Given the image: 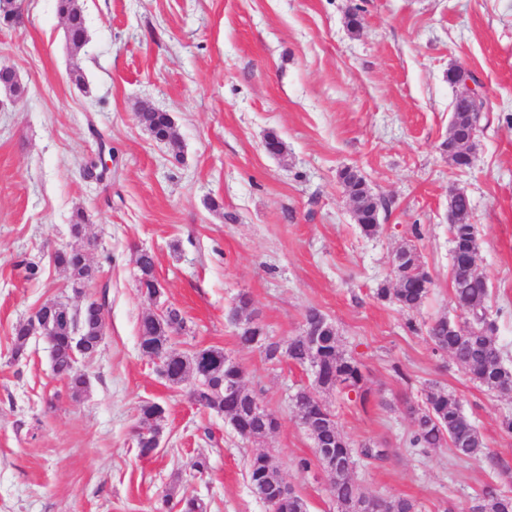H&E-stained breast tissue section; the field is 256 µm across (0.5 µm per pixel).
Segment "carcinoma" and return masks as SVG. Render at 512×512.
<instances>
[{
	"label": "carcinoma",
	"mask_w": 512,
	"mask_h": 512,
	"mask_svg": "<svg viewBox=\"0 0 512 512\" xmlns=\"http://www.w3.org/2000/svg\"><path fill=\"white\" fill-rule=\"evenodd\" d=\"M56 9L58 15L66 19L69 43L76 50L82 48L87 41V30L80 0H56ZM0 17L7 23H21L18 0H0ZM137 118L155 140L171 142L177 138L174 122L168 113L148 108L137 113ZM339 178L354 204L361 233L367 237L376 235L380 229L381 203L365 176L359 170L347 167L340 172ZM448 211L454 216L449 221L453 245L451 300L462 310V316L459 319L442 316L434 320L428 327V337L433 349L447 353L471 381L502 395L506 390L512 391V365L505 362L496 336L489 283L478 272L480 241L476 225L470 222L469 196L463 191L453 194L448 201ZM396 257L399 262L392 269L395 287L382 286L377 289L376 296L405 310H416L426 298L432 278L423 270L413 246H401ZM53 261L69 273L73 285L84 286L93 278L87 252L81 246L56 251ZM136 263L140 292L147 299L153 293L155 254L141 249ZM251 306L250 295L240 293L229 311V321L235 325L238 344L243 348L253 347L257 332L264 328L258 316L250 311ZM39 314L54 326V371L67 381L72 395L78 397L85 392L86 381L85 374L76 365L67 306L61 302L44 304ZM102 323L101 303L91 304L81 316L84 355L87 357L98 348ZM28 325L29 320L26 319L14 328L13 356L16 359L27 349L31 337ZM183 327L184 318L177 308L170 307L159 315H146L139 325L140 349L144 352L164 350L166 357L161 363L162 375L176 384L191 378L202 409L217 413L225 410L236 412L241 418L238 434L242 438L260 440L266 437L268 429L265 424L249 414V404L259 398V394L246 385L237 393L224 392L225 380L239 374L246 375L245 368L230 366L224 349L218 347L199 350L190 357L177 353L172 348V341ZM286 346L288 362L299 366L313 363L318 368V375L311 385L300 387L293 398L296 417H312L307 434L313 441L317 461H322L324 454L331 453L336 456V461L352 464V467L338 469L331 475L328 493L336 502L338 512H353L356 503L361 501L369 503L372 512H419L417 502L411 498H381L362 488L354 477V466L361 459H385L387 449L374 443L354 446L343 434L336 415L317 397L320 391L339 390L355 393L363 405L369 401L370 391L366 388L361 365L341 349L338 333L326 331L314 345L300 333L289 338ZM165 414L166 408L161 403L146 402L140 407L139 423L148 429L158 430ZM413 423L414 430L409 440L413 448L425 451L449 446L459 459L485 458L493 466L498 464L497 458L488 451L482 434L464 413L460 398L451 391L436 385L429 386L425 405L413 410ZM248 475L253 493L267 505L269 512H308L305 499L284 481L269 454H254L248 463ZM472 512H512V496L489 485Z\"/></svg>",
	"instance_id": "cac0c4a2"
}]
</instances>
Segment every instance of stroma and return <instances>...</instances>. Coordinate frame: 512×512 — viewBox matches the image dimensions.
<instances>
[{"label":"stroma","instance_id":"obj_1","mask_svg":"<svg viewBox=\"0 0 512 512\" xmlns=\"http://www.w3.org/2000/svg\"><path fill=\"white\" fill-rule=\"evenodd\" d=\"M88 41L67 43L55 0H25L23 22L0 21V64L26 86L0 107V512H179L186 496L207 512H268L250 490L248 462L271 451L309 512H337L290 397L308 371L238 345L227 312L248 293L269 336L301 332L315 308L362 366L372 394L323 393L352 444L377 443L387 459L360 465L373 495L408 496L420 512H469L486 486L512 495V400L474 384L434 351L428 324L457 317L451 295L448 196L472 201L479 271L492 288L497 336L512 363V0H81ZM362 19L346 25L348 13ZM482 83L485 110L472 167L449 165L456 87L449 69ZM81 69L87 89L70 79ZM150 107L171 115L179 139L156 141L139 123ZM285 145L264 149L268 134ZM112 173L84 177L100 150ZM360 170L383 203L378 235L360 233L339 180ZM83 210L104 306V338L79 361L89 389L73 399L33 337L12 356L16 323L38 306H79L52 255L73 238ZM433 279L407 311L376 297L403 243ZM156 255L157 304L137 282L139 248ZM40 264L30 281L19 260ZM175 307L185 354L219 347L246 370L280 428L240 438L223 415L202 411L187 384L172 385L139 347L143 315ZM454 392L499 460H461L452 449L409 445V407L429 383ZM167 408L161 448L138 454L139 407ZM209 462L206 473L191 467Z\"/></svg>","mask_w":512,"mask_h":512}]
</instances>
